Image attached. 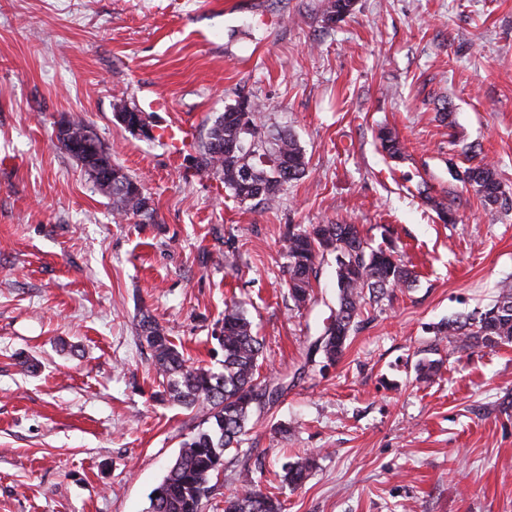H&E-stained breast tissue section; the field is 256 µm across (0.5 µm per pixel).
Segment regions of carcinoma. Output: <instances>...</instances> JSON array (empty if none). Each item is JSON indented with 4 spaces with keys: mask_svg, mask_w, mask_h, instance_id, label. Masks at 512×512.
<instances>
[{
    "mask_svg": "<svg viewBox=\"0 0 512 512\" xmlns=\"http://www.w3.org/2000/svg\"><path fill=\"white\" fill-rule=\"evenodd\" d=\"M355 0H323L322 22L332 26L349 16ZM90 122L69 120L58 142L86 168L89 175L102 166L112 167V189L97 187L112 197V212L122 220H155L156 209L143 185L112 163L100 138L92 151H74ZM382 152L396 161L403 156L398 134L389 128L378 131ZM197 171L224 180V187L245 204L256 202L267 209L279 205L284 187L305 174L309 161L289 131L273 132L265 106L241 98L224 108L213 122L200 152ZM453 178L472 189L488 209L509 204L494 164L484 160L458 170ZM335 255L336 311L324 330L321 351L334 364L355 331L366 302L378 303L396 288L409 287L416 272L392 246L372 247L359 225L340 222L293 227L288 235V298L300 309L312 300L313 280L321 261ZM137 333L151 351V365L172 400L195 411L199 418L180 446L174 462L154 489L151 512H204L212 481L224 470L225 452L239 445L249 431L254 412L275 401L283 390L274 380L258 381L262 340L254 332L242 305L225 304L221 369L187 364L183 351L164 328L148 314H141ZM435 335L465 347L494 349L512 343V283L501 284L495 303L483 311L451 317L436 326ZM312 458L299 457L283 466V481L296 487L313 469ZM275 496L257 489L250 480L224 499V512H282Z\"/></svg>",
    "mask_w": 512,
    "mask_h": 512,
    "instance_id": "cac0c4a2",
    "label": "carcinoma"
}]
</instances>
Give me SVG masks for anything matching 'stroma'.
<instances>
[{
    "instance_id": "stroma-1",
    "label": "stroma",
    "mask_w": 512,
    "mask_h": 512,
    "mask_svg": "<svg viewBox=\"0 0 512 512\" xmlns=\"http://www.w3.org/2000/svg\"><path fill=\"white\" fill-rule=\"evenodd\" d=\"M320 4L0 0V512H150L197 420L163 395L137 320L151 315L191 364L216 368L233 299L285 391L226 453L205 512H223L246 471L284 512H512V345L434 334L512 281V208L488 212L455 181L450 168L469 162L448 145L493 162L512 197V0H358L331 27ZM242 97L309 161L272 210L194 169ZM122 100L152 129L190 125L192 147L173 158L129 132ZM64 116L94 124L155 222L115 220L54 137ZM383 126L406 145L399 163L379 146ZM327 221L390 238L418 274L363 316L333 365L307 358L336 309L333 258L306 308L285 285L289 225ZM428 360L443 366L426 383ZM304 453L311 476L285 484L283 463Z\"/></svg>"
}]
</instances>
